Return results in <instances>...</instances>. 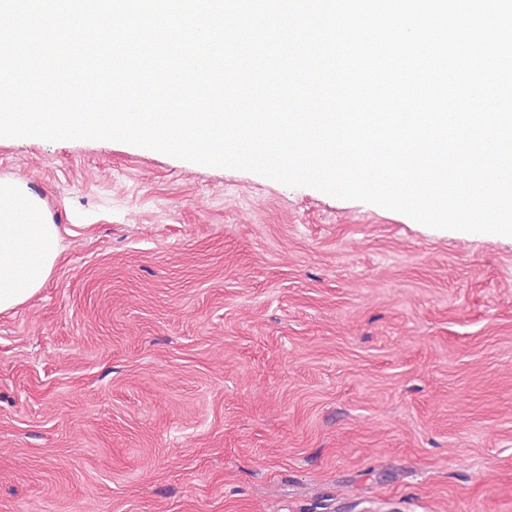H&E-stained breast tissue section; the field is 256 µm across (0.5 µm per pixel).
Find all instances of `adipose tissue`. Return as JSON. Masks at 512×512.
<instances>
[{
  "label": "adipose tissue",
  "instance_id": "1",
  "mask_svg": "<svg viewBox=\"0 0 512 512\" xmlns=\"http://www.w3.org/2000/svg\"><path fill=\"white\" fill-rule=\"evenodd\" d=\"M60 255V229L20 181L0 179V314L32 298Z\"/></svg>",
  "mask_w": 512,
  "mask_h": 512
}]
</instances>
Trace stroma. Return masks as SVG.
I'll use <instances>...</instances> for the list:
<instances>
[{
  "mask_svg": "<svg viewBox=\"0 0 512 512\" xmlns=\"http://www.w3.org/2000/svg\"><path fill=\"white\" fill-rule=\"evenodd\" d=\"M61 254L0 315V512H512V236L0 137Z\"/></svg>",
  "mask_w": 512,
  "mask_h": 512,
  "instance_id": "1",
  "label": "stroma"
}]
</instances>
